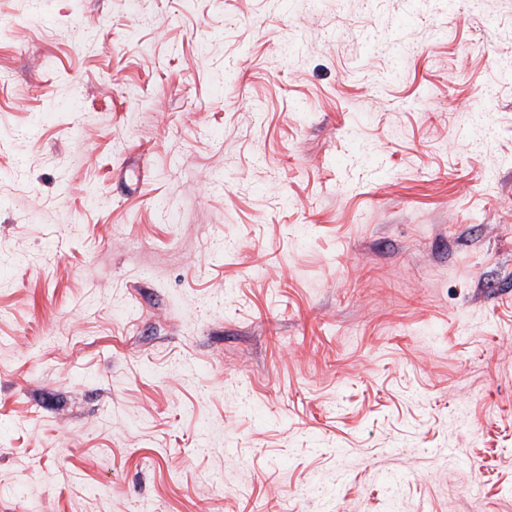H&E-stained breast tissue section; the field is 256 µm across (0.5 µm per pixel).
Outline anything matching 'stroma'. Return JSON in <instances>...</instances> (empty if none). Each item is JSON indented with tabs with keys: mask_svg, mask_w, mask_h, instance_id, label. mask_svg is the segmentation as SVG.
<instances>
[{
	"mask_svg": "<svg viewBox=\"0 0 512 512\" xmlns=\"http://www.w3.org/2000/svg\"><path fill=\"white\" fill-rule=\"evenodd\" d=\"M0 512H512V0H0Z\"/></svg>",
	"mask_w": 512,
	"mask_h": 512,
	"instance_id": "stroma-1",
	"label": "stroma"
}]
</instances>
